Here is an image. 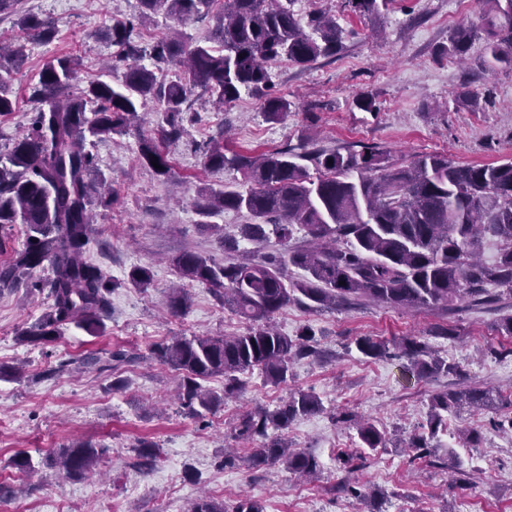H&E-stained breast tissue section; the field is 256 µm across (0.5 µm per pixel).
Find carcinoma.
<instances>
[{
    "instance_id": "carcinoma-1",
    "label": "carcinoma",
    "mask_w": 512,
    "mask_h": 512,
    "mask_svg": "<svg viewBox=\"0 0 512 512\" xmlns=\"http://www.w3.org/2000/svg\"><path fill=\"white\" fill-rule=\"evenodd\" d=\"M386 0H345L363 16L378 15ZM139 20L164 14L186 22L213 12L217 26L205 42L191 43L183 33H171L152 47L154 66L132 62L139 55L131 40L134 23L116 22L107 29L118 49L113 66H123L121 88L96 80L74 87L77 63L72 56L43 63L32 98L36 102L27 131L6 153L0 154V224H23L27 237L0 265V288L21 284L47 292L49 310L34 324L18 331L19 341L47 344L74 324L91 335L104 327L111 295L120 282L82 254L92 230L91 207L111 203L112 193L96 196L92 175L96 158L88 149L104 137L123 136L141 120L139 109L154 100L161 107L167 128L159 136L138 139V159L160 176L171 170L164 144L184 133V112L189 96L200 89L220 105L247 92L261 101L268 120L278 122L294 103L274 90L269 65L282 59L306 65L336 54L343 30L336 21L317 12L307 22L293 10L294 0H139ZM488 9L475 22L457 27L441 56L462 58L477 38L484 39L485 55L496 64L512 67V0H485ZM18 24L33 39L50 40L53 23L24 13ZM25 45L0 46V115L13 111L6 95L5 76L23 63ZM182 69L167 79L165 67ZM158 160L156 169L151 161ZM313 164L317 176L304 162ZM205 164L231 168L243 176V185L220 190L202 189L197 213L210 217L225 210L243 212L249 222L238 234L221 235L227 260L193 250L172 260L182 283L171 290L173 313L188 307L187 286L213 290L225 307L250 324L247 332L232 336H173L150 349V358L182 375L178 399L192 416L210 412L229 398L238 397L240 375L259 370L267 382L279 385L292 374L293 362L315 352L312 334L304 329L294 336L280 333L272 318L291 304L309 309H349L370 301L393 309L448 310L467 299L485 305L512 297V160L500 164H455L448 156L430 154L395 168L387 152L375 145L360 150L348 146L296 153L284 147L259 153L234 151L221 137L213 138ZM304 232L309 247L251 258L236 255L239 243L259 248L270 239L285 245ZM500 244L496 260L488 264L480 253L486 240ZM49 266L45 278L34 271ZM303 271L288 277V269ZM148 266H135L127 276L134 288L151 285ZM357 350L379 359L393 349L407 360V369L420 377L461 375L460 366L439 356L428 339L395 337L389 341L362 336ZM123 351L89 362L109 369L133 363ZM224 377V393L202 385ZM498 402L489 389L470 387L442 391L430 400L424 432L409 439L415 457L436 456L438 432L444 414L469 407L483 409ZM323 411L320 398L302 390L291 391L277 408L256 407L241 416L232 429L240 449L252 448L251 467L283 463L292 474L313 477L320 472L315 455L297 450L280 433L299 416ZM336 420L355 427L361 447H387L385 433L374 424L341 412ZM103 444L79 443L48 453L45 461L66 477L91 473L108 454ZM190 512H264L244 498L227 508L206 497Z\"/></svg>"
}]
</instances>
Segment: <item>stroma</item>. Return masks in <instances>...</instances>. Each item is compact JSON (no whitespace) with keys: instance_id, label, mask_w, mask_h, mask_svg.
Returning a JSON list of instances; mask_svg holds the SVG:
<instances>
[{"instance_id":"obj_1","label":"stroma","mask_w":512,"mask_h":512,"mask_svg":"<svg viewBox=\"0 0 512 512\" xmlns=\"http://www.w3.org/2000/svg\"><path fill=\"white\" fill-rule=\"evenodd\" d=\"M22 11L55 24L51 41H28L23 66L9 82L13 112L0 116V151L27 129L35 107L30 94L43 62L77 57L78 85L121 80L113 69L115 48L104 32L114 20L139 11L138 0H22ZM454 0H391L378 16H360L344 0H295L299 17L320 11L343 30V47L333 58L301 66L288 61L270 67L278 93L295 108L281 122L267 121L261 103L242 94L217 109L208 94L195 91L188 103L185 133L170 145L172 170L156 175L137 157L139 135H155L162 114L156 103L142 109L139 130L95 141L98 169L114 190L110 206L97 207L87 261L121 281L112 293V311L100 335L68 326L55 341L23 345L17 332L40 318L50 304L45 293L19 287L0 290V512H188L199 495L235 503L249 498L265 512H356L357 501L338 489L342 479L372 489L373 512H512V432L494 430V421L512 417V337L498 333L512 297L490 307L459 302L453 313L437 309L396 311L370 303L348 310L311 311L292 304L274 318L278 330L296 335L310 327L321 355L296 360L287 384L267 383L261 373L246 379L239 398L205 413L186 416L175 398L178 371L150 360L153 344L168 336H224L240 333L244 321L209 288H191L181 314L168 307L169 290L179 284L171 263L186 250L223 259L218 237L200 226L195 202L202 187L238 183L233 169L205 168L203 147L223 136L241 151L291 146L333 148L373 144L405 166L422 155L443 153L458 164L503 163L512 159V70L490 66L482 41H474L465 63L435 53L453 26L446 16ZM214 17L182 22L158 15L137 26L132 38L149 66L151 44L177 29L196 40L207 37ZM478 94V108L467 99ZM374 97L367 112L358 96ZM137 265L149 266L148 288L125 286ZM451 331L448 339L439 330ZM427 336L439 355L460 365L459 377L420 378L399 357L370 359L356 338ZM122 349L138 363L116 370H86L82 360ZM69 369L55 374L61 362ZM477 386L499 390L503 405L449 416L438 440L453 455L439 467L414 459L413 449L387 447L364 452L356 465L343 453L357 447L355 428L332 416L348 411L387 434L421 433L433 394ZM313 392L322 412L297 418L288 429L293 447L314 453L322 465L314 483L298 480L281 464L259 470L224 463L233 447L230 431L255 405L276 408L289 390ZM478 430L477 446L462 436ZM83 440L104 444L109 454L93 473L65 478L42 464L50 450ZM155 443L158 458L139 467L141 441ZM28 454L35 472L25 475L13 461Z\"/></svg>"}]
</instances>
